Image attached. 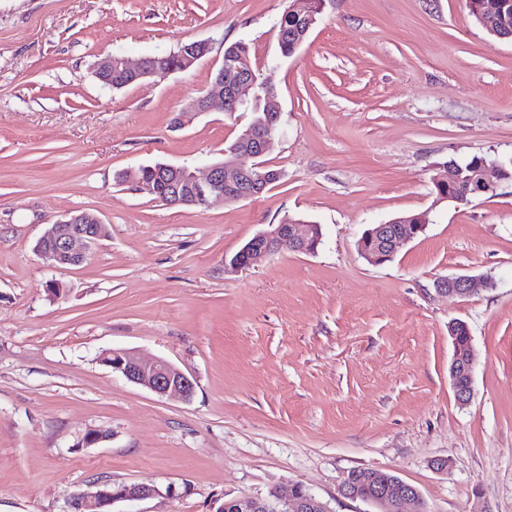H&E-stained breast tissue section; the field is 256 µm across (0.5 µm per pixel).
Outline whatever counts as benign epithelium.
Listing matches in <instances>:
<instances>
[{
  "mask_svg": "<svg viewBox=\"0 0 512 512\" xmlns=\"http://www.w3.org/2000/svg\"><path fill=\"white\" fill-rule=\"evenodd\" d=\"M507 5L505 0H470V11L497 37H507L499 28V18ZM210 53L205 40H196L180 49L181 70L192 68ZM117 67L128 83L144 82L158 75L161 69L145 58L133 66L119 56L107 55L94 66L95 77L112 85V67ZM230 70L236 73L232 80L224 77V70L217 69L210 87L197 97L194 103L198 112H236L248 106L257 96L260 78L254 72L249 58L242 54ZM272 94L264 100V118L252 123L224 150V159L211 164L205 173L199 175L185 167L158 164L153 168L156 179L145 180L128 171L126 185L135 194L144 195L169 206L201 205L206 207L214 201L234 203L253 199L268 191L279 182L281 172L272 169L263 156L278 133L281 112L272 103ZM448 177L434 181L438 198L452 200L451 189L464 190V196L471 199L494 192L503 182L500 167L495 162L483 161L478 168L465 167L450 162ZM426 216L395 217L383 224H375L359 239L360 255L372 265H382L394 258L399 245L423 232ZM107 236L106 225L100 217L89 211L70 212L47 225L36 243L35 250L58 270L79 266L86 262L90 249ZM321 240V228L317 224H297L283 221L270 224L268 229L257 233L230 260V265L248 269L260 259L288 244L298 253H312ZM477 285L473 276H456L437 284L436 291L461 298L470 296ZM468 330L463 321L449 323L453 354L449 366V378L459 404L466 405L473 395L475 351L472 343L462 345L458 336ZM112 358V371L120 373L126 380L159 396L178 395L190 399L195 391L194 381L174 364L164 359L145 362L126 351L109 350L102 358ZM377 487L372 495L361 492V483ZM338 493L353 501L360 500L390 507V512H403L408 504L417 505L422 501L414 487L396 493L390 483L370 468L364 469L362 477L350 471L338 486ZM157 494L154 486L140 483L132 485H110L98 482L94 507L97 512H110L109 507L119 501H138ZM216 512H329L326 504L304 486L297 484L291 493L283 497L272 492L266 497L231 498L224 501Z\"/></svg>",
  "mask_w": 512,
  "mask_h": 512,
  "instance_id": "obj_1",
  "label": "benign epithelium"
}]
</instances>
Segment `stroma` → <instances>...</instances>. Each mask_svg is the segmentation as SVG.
Returning <instances> with one entry per match:
<instances>
[{
    "mask_svg": "<svg viewBox=\"0 0 512 512\" xmlns=\"http://www.w3.org/2000/svg\"><path fill=\"white\" fill-rule=\"evenodd\" d=\"M288 6L0 0V512H73L103 480L159 490L114 512H215L297 482L329 512H380L339 495L355 467L413 485L429 512H512V186L465 205L434 189L447 161L512 158V42L466 0H325L285 58ZM192 40L211 52L187 71L121 89L93 74L102 56L135 64ZM237 41L276 94L264 159L280 181L206 208L131 193L123 171H205L249 125L192 108ZM77 211L108 235L54 269L34 246ZM406 213L424 232L369 264L363 232ZM286 218L320 225L315 253L230 266ZM459 274L489 285L436 294ZM455 319L478 355L465 405L448 376ZM109 349L170 361L194 396L128 382ZM98 430L109 439L85 444Z\"/></svg>",
    "mask_w": 512,
    "mask_h": 512,
    "instance_id": "stroma-1",
    "label": "stroma"
}]
</instances>
